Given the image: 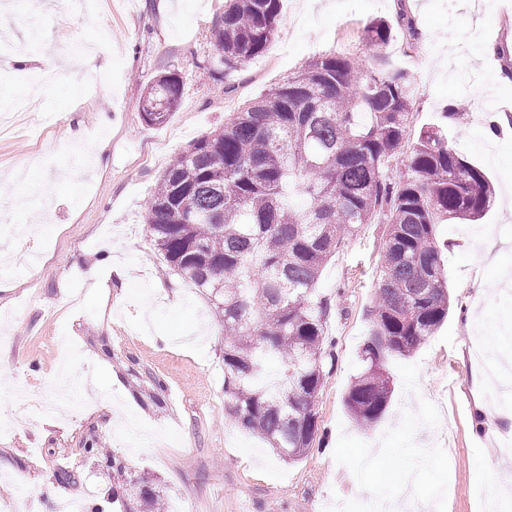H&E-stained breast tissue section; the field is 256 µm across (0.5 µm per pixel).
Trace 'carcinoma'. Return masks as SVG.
Here are the masks:
<instances>
[{
	"instance_id": "carcinoma-1",
	"label": "carcinoma",
	"mask_w": 512,
	"mask_h": 512,
	"mask_svg": "<svg viewBox=\"0 0 512 512\" xmlns=\"http://www.w3.org/2000/svg\"><path fill=\"white\" fill-rule=\"evenodd\" d=\"M281 0H225L212 29L223 81L263 54L278 35ZM387 20L363 40L382 56ZM178 71L143 93L150 125L179 108ZM418 88L404 68L385 71L329 53L268 89L169 163L146 205L154 249L184 280L205 291L224 332L228 413L285 461L316 439L317 401L332 346L330 299L321 273L365 224L389 225L362 348L364 370L344 404L370 428L391 397L387 356H407L448 317L447 277L435 226L480 219L493 201L486 175L451 147L447 128L408 137ZM400 174H394L397 166ZM141 512L160 495L140 478Z\"/></svg>"
}]
</instances>
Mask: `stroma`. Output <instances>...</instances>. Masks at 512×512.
Segmentation results:
<instances>
[{
    "label": "stroma",
    "mask_w": 512,
    "mask_h": 512,
    "mask_svg": "<svg viewBox=\"0 0 512 512\" xmlns=\"http://www.w3.org/2000/svg\"><path fill=\"white\" fill-rule=\"evenodd\" d=\"M407 11L419 32H394L380 69L402 64L419 89L409 132L440 122L444 108L467 104L449 122L457 153L479 167L495 193L512 181V123L486 137L489 116L512 109V83L494 88L504 66L499 43L512 39V0H282L279 33L260 56L231 73V93L200 68L216 55L211 30L224 0H100L82 11L56 0H0V102L25 97L30 128L0 133V245L15 228L36 264L0 260V505L54 512L71 496L83 512H126L135 479L160 488L162 512H365L386 498L398 475L362 482L349 449L411 443L427 459L417 496L429 512H482L486 498L512 502V423L476 424L479 383L472 346L489 335L481 312L512 313L499 271L512 268V214L494 203L478 224L493 245L478 246L466 221L437 225L451 307L424 345L385 362L392 395L383 419L358 427L343 399L362 368L374 301L375 270L387 227L365 225L327 263L320 290L331 299L326 335L335 365L317 405L319 444L286 462L230 417L224 399V335L212 306L150 245L147 201L171 159L283 80L330 52L370 60L361 39L374 20ZM51 48L58 79L32 89L15 49ZM105 57L82 64L83 49ZM183 80L181 105L163 126L146 124L140 100L168 71ZM130 269L126 279L114 262ZM97 265L103 285L91 287ZM108 462L85 458L88 441Z\"/></svg>",
    "instance_id": "1"
}]
</instances>
